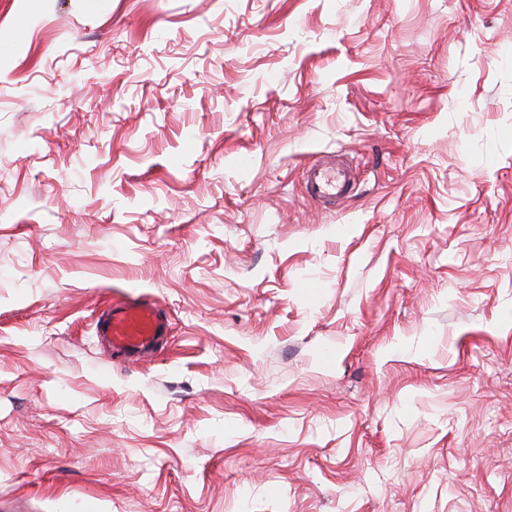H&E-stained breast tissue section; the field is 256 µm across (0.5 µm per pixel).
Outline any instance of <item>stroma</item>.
<instances>
[{"instance_id":"obj_1","label":"stroma","mask_w":512,"mask_h":512,"mask_svg":"<svg viewBox=\"0 0 512 512\" xmlns=\"http://www.w3.org/2000/svg\"><path fill=\"white\" fill-rule=\"evenodd\" d=\"M0 495L512 512V0H0ZM355 180V168L349 164L315 162L305 173V192L309 201L318 204L336 205L347 194ZM113 353L137 361L151 353L168 331L158 302L140 296L113 299L98 326Z\"/></svg>"}]
</instances>
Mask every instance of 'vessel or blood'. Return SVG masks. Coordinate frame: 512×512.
<instances>
[{
  "mask_svg": "<svg viewBox=\"0 0 512 512\" xmlns=\"http://www.w3.org/2000/svg\"><path fill=\"white\" fill-rule=\"evenodd\" d=\"M354 180L352 165L316 162L305 173L306 196L314 203L332 204L345 197ZM167 331L158 302L139 296L112 300L98 326L99 336L113 352L131 361L151 353Z\"/></svg>",
  "mask_w": 512,
  "mask_h": 512,
  "instance_id": "b4317fda",
  "label": "vessel or blood"
}]
</instances>
